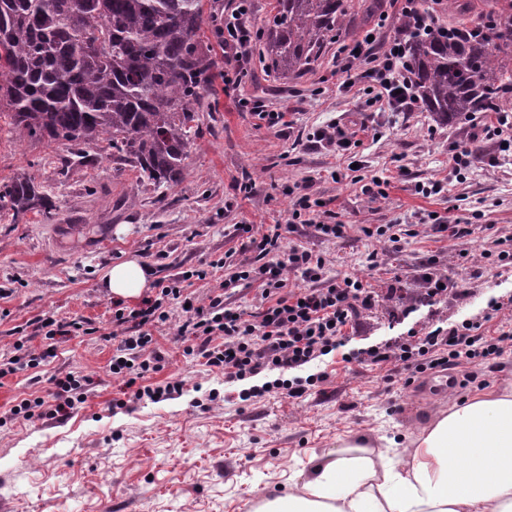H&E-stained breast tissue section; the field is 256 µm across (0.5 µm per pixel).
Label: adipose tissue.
<instances>
[{
    "label": "adipose tissue",
    "mask_w": 512,
    "mask_h": 512,
    "mask_svg": "<svg viewBox=\"0 0 512 512\" xmlns=\"http://www.w3.org/2000/svg\"><path fill=\"white\" fill-rule=\"evenodd\" d=\"M151 279L130 258L108 269L103 286L134 299ZM255 512H512V390L453 406L395 462L368 440L348 438L288 495L261 499Z\"/></svg>",
    "instance_id": "1"
}]
</instances>
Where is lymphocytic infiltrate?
Instances as JSON below:
<instances>
[{"instance_id":"lymphocytic-infiltrate-1","label":"lymphocytic infiltrate","mask_w":512,"mask_h":512,"mask_svg":"<svg viewBox=\"0 0 512 512\" xmlns=\"http://www.w3.org/2000/svg\"><path fill=\"white\" fill-rule=\"evenodd\" d=\"M250 2L229 0L224 8V82L228 85L246 75L245 65L252 60L260 37L247 22ZM404 48L400 38L384 48L362 38L338 48L336 70L347 75L354 67H361L367 83L366 107L384 105L414 112L419 102L412 91ZM330 217V211L316 210L310 195L302 194L294 203L290 224H270L259 233L252 225H245L249 235L246 247L257 253L259 260L241 263L232 279L257 285L256 303L251 308L231 306L222 287L196 300L185 295L177 279L158 280L156 295L144 298L137 306L114 302L109 338L115 349L110 371L123 379L126 388L125 398L116 400V407L145 397L158 402L182 393L179 381L152 388L137 385L147 373L163 368L165 356L154 330L171 322L177 325L183 357L222 371L225 381L279 371V379L242 390L241 401L272 391L297 400L320 390L326 376L319 373L290 379L287 371H296L344 346L349 333L359 332L366 317L384 302L400 303L395 318L401 321L438 299L466 294L464 283L442 271L435 257L421 264L411 288L398 272L381 288L358 277L330 278L325 257L303 245L293 246L287 259H279L283 233L311 231L328 239L343 237V224L331 223ZM511 347V331L487 336L481 323L464 322L449 328L439 326L421 336L412 330L359 350L353 358L372 365L393 364L404 372V383L409 386L419 374L451 370L463 361L495 369L498 358ZM90 386L86 376L65 374L56 379L51 399L38 396L22 400L10 408L8 416L27 420L66 417L86 402Z\"/></svg>"}]
</instances>
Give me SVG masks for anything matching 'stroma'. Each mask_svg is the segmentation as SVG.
Instances as JSON below:
<instances>
[{"mask_svg":"<svg viewBox=\"0 0 512 512\" xmlns=\"http://www.w3.org/2000/svg\"><path fill=\"white\" fill-rule=\"evenodd\" d=\"M346 33L354 39L372 28L380 13L390 18L382 40L399 37L401 17L390 0H354ZM227 0H203L201 46L216 62L212 88L198 108L199 134L184 161L183 180L156 187L99 144L93 163L71 161L66 146L11 133L0 119V183L34 176L56 203L52 217L30 214L13 222L0 210V355L48 347L42 318L81 319L94 327L58 343L55 358L0 380V415L22 399L46 395L53 378L88 376L87 401L67 418L18 419L0 426V512H251L264 496H284L313 465L347 436L374 442L375 451L401 452L434 417L456 403L512 389V353L497 371L463 364L454 369L457 387L427 393L422 382L387 385L393 365L347 361V354L406 335L465 321H483L486 335L512 326V317L484 322L492 303L512 296V266L475 262L455 267L466 296L420 310L404 323L386 311L368 317L342 350L308 366L326 373L322 392L299 402L267 395L241 403L251 385L275 380L262 374L234 384L218 371L186 361L174 342L175 325L162 327L164 369L151 382L180 380L183 393L158 403L144 399L113 407L123 382L112 377V302L102 279L112 265L136 256L161 277L207 270L206 279L187 281L202 296L227 285L226 301L251 307L256 290L230 283L246 259L241 224L286 220L291 191L307 186L312 198L348 224L345 239L287 235L283 247L303 244L326 257L329 276L354 275L382 287L386 268L412 275L422 261L446 260L459 252L479 254L494 239L512 236V156L477 138L473 121L440 124L430 113L376 111L368 122L376 138L341 156L309 142L313 129L347 125L358 118L365 97L343 85L336 73L337 44H326L312 68L300 75L267 72L252 60L240 83H224V7ZM259 102L285 113L275 128L248 110ZM477 149L466 178L448 162L451 144ZM357 163L351 171L349 163ZM388 179L386 197L373 200L354 184ZM442 183L441 193L418 194L421 184ZM462 220L475 230L456 240L435 233L433 217ZM364 224H413L417 234L394 247H379L361 232ZM381 249L385 269H370L367 257ZM226 258L223 268L210 263Z\"/></svg>","mask_w":512,"mask_h":512,"instance_id":"obj_1","label":"stroma"}]
</instances>
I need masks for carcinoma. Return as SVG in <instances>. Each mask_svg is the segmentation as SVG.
I'll list each match as a JSON object with an SVG mask.
<instances>
[{"label":"carcinoma","mask_w":512,"mask_h":512,"mask_svg":"<svg viewBox=\"0 0 512 512\" xmlns=\"http://www.w3.org/2000/svg\"><path fill=\"white\" fill-rule=\"evenodd\" d=\"M466 24L424 33L402 21L407 65L423 107L452 124L499 111L512 91V0H485ZM351 0H275L262 27L277 71L309 70L346 33ZM202 0H0V107L18 138L90 157L101 142L148 180L173 186L197 105L215 66L197 37ZM18 222L55 202L29 177L0 184V210Z\"/></svg>","instance_id":"obj_1"}]
</instances>
